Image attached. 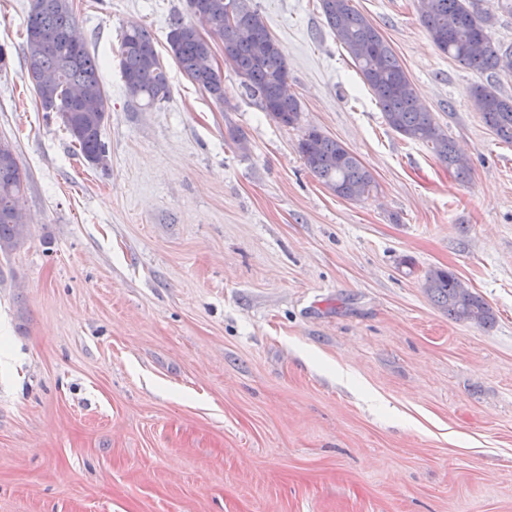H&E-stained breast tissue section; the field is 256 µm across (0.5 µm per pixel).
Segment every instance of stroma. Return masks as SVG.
<instances>
[{
  "label": "stroma",
  "instance_id": "35a3bbf8",
  "mask_svg": "<svg viewBox=\"0 0 512 512\" xmlns=\"http://www.w3.org/2000/svg\"><path fill=\"white\" fill-rule=\"evenodd\" d=\"M251 2L296 126L243 95L216 38L223 102L170 61L167 98L135 106L120 34L165 52L188 0H71L110 97L102 169L36 104L28 0H0V138L31 225L0 254V512H512V145L468 97L485 74L434 46L418 0H353L462 179L385 123L320 0ZM310 128L371 171L369 195L307 169ZM437 267L493 325L434 304Z\"/></svg>",
  "mask_w": 512,
  "mask_h": 512
}]
</instances>
